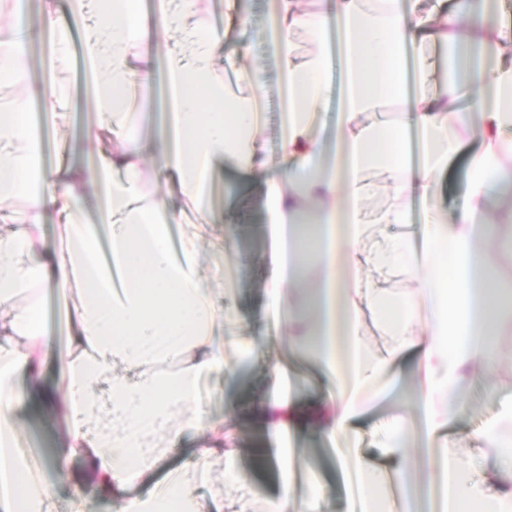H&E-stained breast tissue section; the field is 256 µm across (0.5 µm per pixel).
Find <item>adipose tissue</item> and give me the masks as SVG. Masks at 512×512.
<instances>
[{"instance_id": "obj_1", "label": "adipose tissue", "mask_w": 512, "mask_h": 512, "mask_svg": "<svg viewBox=\"0 0 512 512\" xmlns=\"http://www.w3.org/2000/svg\"><path fill=\"white\" fill-rule=\"evenodd\" d=\"M206 0H179L160 9L158 28L182 34L193 47L190 63L171 59L173 123L180 146L145 145L131 137L154 90V72L141 64L149 39L142 0H119L99 12L84 39V53L100 77L98 118L88 135L98 144L97 164L46 165L36 107L65 108L56 84L31 88L29 44L35 32L56 36L54 64H70L69 27L56 0H43L26 17L24 36L0 33V85L12 92L0 112V512H59L55 488L35 478L33 450L21 448L19 406L38 396L66 429V442L48 460L66 471L73 458L88 465L86 481L69 488L68 512H86V483H93L113 512H252V483L230 471L232 493L198 492L199 475L212 461L233 454L223 441L199 449L196 462L155 485L167 448L210 428L198 397L215 373L234 380L215 336L226 316L199 274L196 246L171 248V228L192 207L201 223L211 171L221 163L265 185L271 247L272 306L291 309V291L310 270L316 286L311 323L293 314L294 348L330 377L326 397L309 410L282 396L280 371L272 394L254 404L252 417L269 434L314 428L328 438L354 430L370 406L399 378L406 359L426 375L425 428L438 433L465 409L462 394L486 365L495 325L512 324V283L484 247L494 233L512 232V31L499 20L498 0H452L438 15L417 12L416 0H277L272 47L288 77V134L276 153L265 151L264 73L239 66L227 49L228 30L204 25ZM308 51H300V42ZM447 48L449 75L437 79L432 58L410 56L415 46ZM224 67L216 69L215 55ZM344 78L345 103L336 117V166H326L318 119L333 98L334 72ZM470 179L452 219L427 211L420 227L421 258H407V240L366 244L372 224L409 226L413 198H428L434 182L470 140ZM159 155L158 176L172 184L181 206L153 192L144 177L145 148ZM380 172L392 194L380 211H366ZM105 188L101 241L86 220L89 187ZM63 237L49 246L46 215ZM405 260L410 285L384 295L364 285L365 272L387 278L394 257ZM73 302L65 350H57L43 316L48 290ZM382 312L392 338L371 352L361 331L368 314ZM427 317L429 333L417 329ZM58 365L47 385L41 367ZM407 395L392 415L382 444L398 465L389 477L358 455L351 465L368 495L367 512H381L378 492L391 480L414 489L421 459L405 441L416 431ZM444 478L448 512H469L485 502L512 512V452L477 479L471 462L428 449Z\"/></svg>"}]
</instances>
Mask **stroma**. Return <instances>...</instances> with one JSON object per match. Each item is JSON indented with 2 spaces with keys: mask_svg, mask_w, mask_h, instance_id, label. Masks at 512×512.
<instances>
[{
  "mask_svg": "<svg viewBox=\"0 0 512 512\" xmlns=\"http://www.w3.org/2000/svg\"><path fill=\"white\" fill-rule=\"evenodd\" d=\"M240 15L248 18L251 34L266 33L272 27L270 0H209L210 25L220 28L226 17ZM94 21L93 0H87L82 14L70 17V27L76 34L71 42L73 65L60 75L69 89V105L45 126L49 142L46 159L52 165L76 159L89 165L97 150L96 143L85 134L95 119L94 95L80 81V66L85 62L80 36ZM240 62L246 67H260L264 72L267 147L276 149L286 133L283 103L287 93L280 64L257 43L241 54ZM467 177V155L457 153L436 180L432 204L443 214L453 215L456 204L466 193ZM211 179L216 221L202 238H197L199 271L214 301L230 310L229 318L217 329L218 335L240 341L238 347L226 349L225 355L244 360L246 366L234 382H225L223 376L217 375L201 383L204 409L213 421L223 424L226 437L237 450L235 468L248 472L252 478L255 503L276 495L288 479L299 500L308 497L312 486H320L324 491L322 512H356L358 499L352 476L342 463L341 451L333 449L313 430L272 437L259 421L246 413L250 405L267 397L273 361L287 362L288 374L283 387L298 391L300 407H309L323 398L328 391V380L314 363L291 356L290 330L284 323H272L265 314L270 298L269 272L261 259L266 217L260 179L242 178L234 169L223 165L213 171ZM227 216L238 219L239 226L234 245L221 252L216 244L224 236L223 219ZM254 336L268 337L269 343L265 357L251 360L242 344ZM493 339V357L485 372L472 379L465 393V413L434 440L435 445H447L449 453L472 459L480 472L493 469L499 454L497 448L485 443L481 433L498 417L503 403L512 399V330H495ZM401 374L402 382L392 387L359 422L361 437L354 444L382 472L395 466L394 460L381 448L382 431L404 390L419 385L414 362L403 364ZM19 415L22 432L40 437L43 454H51L63 442L62 425L47 418L37 398L23 401Z\"/></svg>",
  "mask_w": 512,
  "mask_h": 512,
  "instance_id": "35a3bbf8",
  "label": "stroma"
}]
</instances>
